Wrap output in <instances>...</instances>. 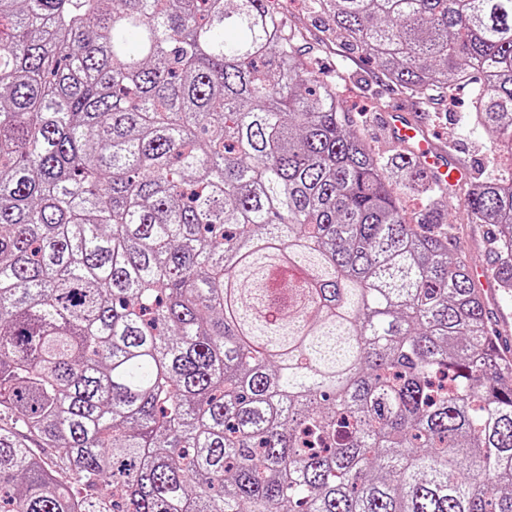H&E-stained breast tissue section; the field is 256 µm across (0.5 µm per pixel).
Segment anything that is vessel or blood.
<instances>
[{"label": "vessel or blood", "mask_w": 512, "mask_h": 512, "mask_svg": "<svg viewBox=\"0 0 512 512\" xmlns=\"http://www.w3.org/2000/svg\"><path fill=\"white\" fill-rule=\"evenodd\" d=\"M392 126L395 139L418 157L438 183L452 187L466 181V169L433 141L428 125L422 123L415 113H397Z\"/></svg>", "instance_id": "1"}]
</instances>
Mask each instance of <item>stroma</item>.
<instances>
[{
	"mask_svg": "<svg viewBox=\"0 0 512 512\" xmlns=\"http://www.w3.org/2000/svg\"><path fill=\"white\" fill-rule=\"evenodd\" d=\"M275 6L302 29L304 56L335 82L349 119L382 158L401 149L385 119L386 112L399 107L436 127L441 146L469 166L474 178L490 176L503 167V160L488 152L483 136L469 120L472 84H457L450 93L433 94L425 104H418L389 84L373 61L336 40L319 0H276ZM452 214V223L444 227L450 250L465 255L471 266L493 268L495 255L488 245L487 227L471 223L462 201H454ZM483 288L490 324L504 352L512 356V298L502 295L494 281L484 282Z\"/></svg>",
	"mask_w": 512,
	"mask_h": 512,
	"instance_id": "obj_1",
	"label": "stroma"
}]
</instances>
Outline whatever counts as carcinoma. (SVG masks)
Returning a JSON list of instances; mask_svg holds the SVG:
<instances>
[{"mask_svg":"<svg viewBox=\"0 0 512 512\" xmlns=\"http://www.w3.org/2000/svg\"><path fill=\"white\" fill-rule=\"evenodd\" d=\"M322 3L410 98L476 80L512 157V0ZM301 40L271 0H0V512H512L448 189ZM462 194L512 293V165Z\"/></svg>","mask_w":512,"mask_h":512,"instance_id":"1","label":"carcinoma"}]
</instances>
